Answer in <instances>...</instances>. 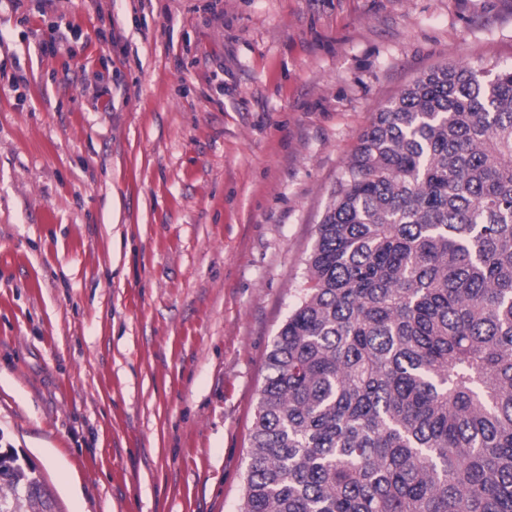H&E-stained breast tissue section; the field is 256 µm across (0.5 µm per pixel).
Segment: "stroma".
<instances>
[{"mask_svg": "<svg viewBox=\"0 0 512 512\" xmlns=\"http://www.w3.org/2000/svg\"><path fill=\"white\" fill-rule=\"evenodd\" d=\"M452 61L512 0H0V448L59 512H240L329 194Z\"/></svg>", "mask_w": 512, "mask_h": 512, "instance_id": "1", "label": "stroma"}]
</instances>
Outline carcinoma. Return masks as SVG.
I'll list each match as a JSON object with an SVG mask.
<instances>
[{
	"mask_svg": "<svg viewBox=\"0 0 512 512\" xmlns=\"http://www.w3.org/2000/svg\"><path fill=\"white\" fill-rule=\"evenodd\" d=\"M267 368L241 512H512V67L374 113ZM0 512H56L12 448Z\"/></svg>",
	"mask_w": 512,
	"mask_h": 512,
	"instance_id": "cac0c4a2",
	"label": "carcinoma"
}]
</instances>
